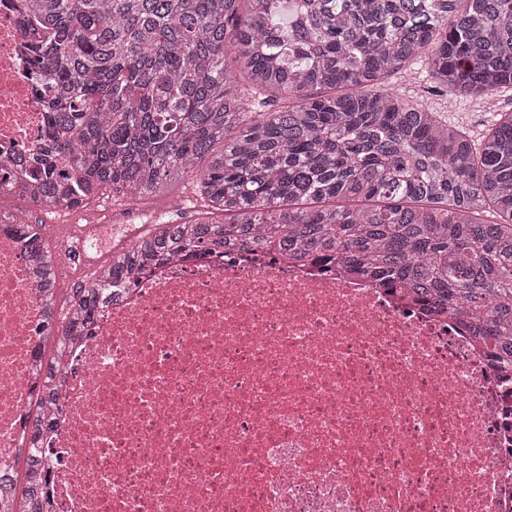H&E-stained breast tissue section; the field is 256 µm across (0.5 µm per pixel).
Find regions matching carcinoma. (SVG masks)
I'll use <instances>...</instances> for the list:
<instances>
[{
    "instance_id": "cac0c4a2",
    "label": "carcinoma",
    "mask_w": 512,
    "mask_h": 512,
    "mask_svg": "<svg viewBox=\"0 0 512 512\" xmlns=\"http://www.w3.org/2000/svg\"><path fill=\"white\" fill-rule=\"evenodd\" d=\"M52 76L47 148L13 189L48 211L191 179L206 216L160 224L59 300L64 336L185 254L256 246L336 264L460 320L512 368V113L476 145L380 79L424 58L455 95L512 86V0H24ZM223 149H218V146ZM492 209L495 221L480 219ZM222 213L228 221H216ZM11 229L49 295L56 256ZM19 512H42V473Z\"/></svg>"
}]
</instances>
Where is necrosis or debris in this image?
I'll return each mask as SVG.
<instances>
[{
  "mask_svg": "<svg viewBox=\"0 0 512 512\" xmlns=\"http://www.w3.org/2000/svg\"><path fill=\"white\" fill-rule=\"evenodd\" d=\"M0 0V158L37 150L47 79ZM0 207V471L41 444L58 512H512V376L453 316L263 250L165 262L53 363Z\"/></svg>",
  "mask_w": 512,
  "mask_h": 512,
  "instance_id": "necrosis-or-debris-1",
  "label": "necrosis or debris"
}]
</instances>
